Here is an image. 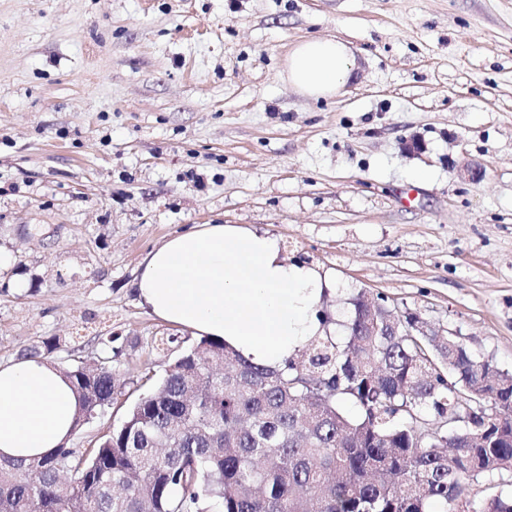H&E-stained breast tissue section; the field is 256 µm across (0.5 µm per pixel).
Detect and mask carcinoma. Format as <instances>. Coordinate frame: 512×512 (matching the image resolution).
<instances>
[{"label": "carcinoma", "instance_id": "carcinoma-1", "mask_svg": "<svg viewBox=\"0 0 512 512\" xmlns=\"http://www.w3.org/2000/svg\"><path fill=\"white\" fill-rule=\"evenodd\" d=\"M350 305L344 341L315 336L281 371L210 337L180 350L90 453L1 461L0 512H454L464 480L512 486V373L382 296ZM65 373L78 430L115 378L107 357ZM469 506L512 512V496Z\"/></svg>", "mask_w": 512, "mask_h": 512}]
</instances>
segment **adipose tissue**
<instances>
[{"mask_svg": "<svg viewBox=\"0 0 512 512\" xmlns=\"http://www.w3.org/2000/svg\"><path fill=\"white\" fill-rule=\"evenodd\" d=\"M353 65L348 43L308 37L288 53L281 76L317 100L338 94ZM136 289L162 320L279 369L305 340L323 334L319 310L336 287L319 268L286 259L268 232L201 224L150 252ZM79 407L68 377L47 359L0 365V460L52 453L73 434Z\"/></svg>", "mask_w": 512, "mask_h": 512, "instance_id": "obj_1", "label": "adipose tissue"}]
</instances>
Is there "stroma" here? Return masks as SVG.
I'll return each mask as SVG.
<instances>
[{
	"mask_svg": "<svg viewBox=\"0 0 512 512\" xmlns=\"http://www.w3.org/2000/svg\"><path fill=\"white\" fill-rule=\"evenodd\" d=\"M311 36L354 52L335 97L280 75ZM198 224L327 271L333 318L379 294L512 372V0H0V364L111 339L119 389L72 447L163 374L160 338L196 343L134 283Z\"/></svg>",
	"mask_w": 512,
	"mask_h": 512,
	"instance_id": "obj_1",
	"label": "stroma"
}]
</instances>
